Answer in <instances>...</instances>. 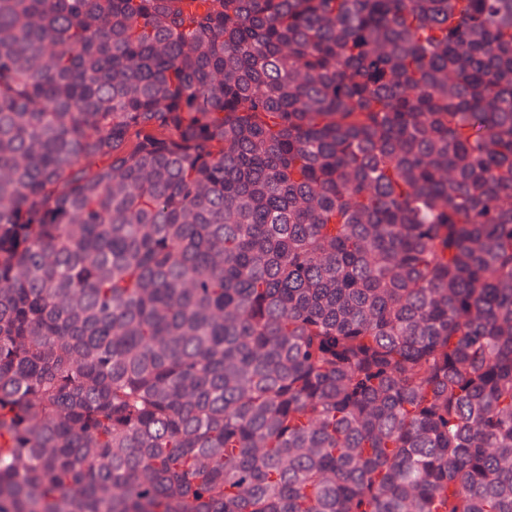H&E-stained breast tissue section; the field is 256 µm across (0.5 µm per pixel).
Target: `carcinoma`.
<instances>
[{
  "label": "carcinoma",
  "instance_id": "1",
  "mask_svg": "<svg viewBox=\"0 0 512 512\" xmlns=\"http://www.w3.org/2000/svg\"><path fill=\"white\" fill-rule=\"evenodd\" d=\"M0 512H512V0H0Z\"/></svg>",
  "mask_w": 512,
  "mask_h": 512
}]
</instances>
